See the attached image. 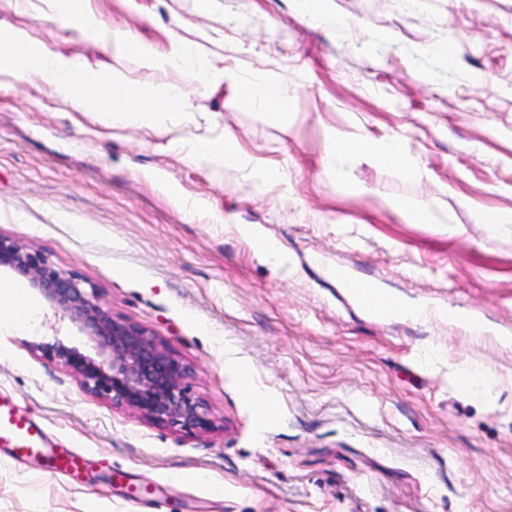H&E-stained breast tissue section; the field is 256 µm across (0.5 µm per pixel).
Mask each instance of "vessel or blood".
<instances>
[{
    "label": "vessel or blood",
    "instance_id": "vessel-or-blood-1",
    "mask_svg": "<svg viewBox=\"0 0 512 512\" xmlns=\"http://www.w3.org/2000/svg\"><path fill=\"white\" fill-rule=\"evenodd\" d=\"M0 451L21 458L39 456L55 473L76 476L87 464V456L59 447L28 412L10 396L0 394Z\"/></svg>",
    "mask_w": 512,
    "mask_h": 512
}]
</instances>
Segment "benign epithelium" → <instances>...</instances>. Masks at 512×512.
<instances>
[{"label": "benign epithelium", "mask_w": 512, "mask_h": 512, "mask_svg": "<svg viewBox=\"0 0 512 512\" xmlns=\"http://www.w3.org/2000/svg\"><path fill=\"white\" fill-rule=\"evenodd\" d=\"M2 269L24 281L92 344L93 356L58 337L28 343L42 359L71 373L85 392L157 426L184 432L214 428L211 410L192 392V366L147 328L114 316L91 282L0 234Z\"/></svg>", "instance_id": "benign-epithelium-1"}]
</instances>
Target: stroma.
I'll use <instances>...</instances> for the list:
<instances>
[{
    "label": "stroma",
    "instance_id": "35a3bbf8",
    "mask_svg": "<svg viewBox=\"0 0 512 512\" xmlns=\"http://www.w3.org/2000/svg\"><path fill=\"white\" fill-rule=\"evenodd\" d=\"M95 0L103 19L165 47L174 18L224 59V84L192 92L183 148L70 111L48 89L0 90V234L97 286L114 316L163 338L195 368L213 430L160 427L86 393L30 342L85 348L39 311L0 329V391L98 480L0 454V512H512V351L458 329L371 314L334 279L458 310L512 336V233L480 218L512 212V0ZM0 27L80 57L140 91L182 85L179 69L105 52L70 29L0 6ZM451 43L452 56L435 49ZM282 82L289 130L245 100ZM402 138L406 177L369 156L324 167L323 130ZM235 132L248 167L192 162L197 137ZM276 170L261 185L259 171ZM400 202L437 221L413 224ZM456 226L444 232L440 220ZM93 225L84 235L77 228ZM284 243L294 274L259 259L251 230ZM479 365L496 398L466 395L454 368ZM271 399L259 416L256 395ZM150 486L131 500L107 470Z\"/></svg>",
    "mask_w": 512,
    "mask_h": 512
}]
</instances>
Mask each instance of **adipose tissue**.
I'll return each instance as SVG.
<instances>
[{
	"instance_id": "adipose-tissue-1",
	"label": "adipose tissue",
	"mask_w": 512,
	"mask_h": 512,
	"mask_svg": "<svg viewBox=\"0 0 512 512\" xmlns=\"http://www.w3.org/2000/svg\"><path fill=\"white\" fill-rule=\"evenodd\" d=\"M19 13L38 17L75 30L104 51L115 49L135 54L150 64L165 69L180 68L184 86H162L140 92L120 83H111L89 69L80 58L57 52L43 43L30 41L22 30L0 28V89L18 82H28L52 90L60 101L77 112L97 113L108 117L113 125L133 126L167 137L171 146H179L177 125L173 118L189 115L192 105L185 85L216 88L224 81V69L217 59L181 36H174L171 51L160 50L142 41L130 29H119L106 23L93 0H6ZM249 103L266 108L270 120L288 127L291 100L287 89L277 83L259 81L246 90ZM325 158L328 170L337 161L353 155H372L395 167L402 175L415 176L417 169L409 162L399 138L393 137L374 145L360 136L337 137L335 130L325 129ZM190 159L199 163H240L244 156L237 135L229 130L220 135L198 137L188 150ZM394 317L416 323L438 321L460 328L475 343L484 342L490 327L462 313H450L424 305L398 304L391 310Z\"/></svg>"
}]
</instances>
